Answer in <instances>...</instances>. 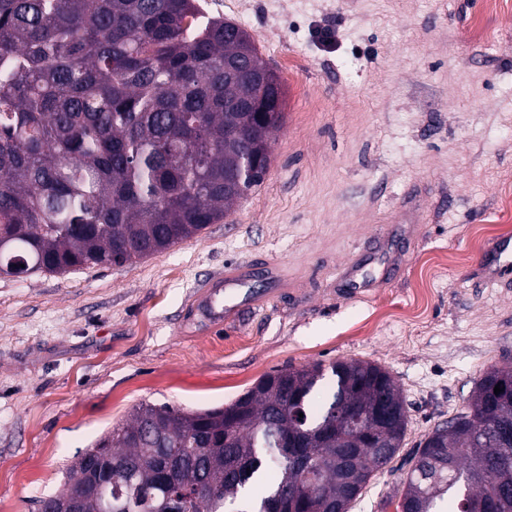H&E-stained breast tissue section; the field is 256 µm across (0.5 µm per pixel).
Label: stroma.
<instances>
[{
    "instance_id": "1",
    "label": "stroma",
    "mask_w": 512,
    "mask_h": 512,
    "mask_svg": "<svg viewBox=\"0 0 512 512\" xmlns=\"http://www.w3.org/2000/svg\"><path fill=\"white\" fill-rule=\"evenodd\" d=\"M247 30L285 92L262 184L229 216L123 266L0 275V512H36L74 456L143 402L194 411L265 374L369 361L401 387L400 452L350 512H396L414 448L512 364V287L484 281L512 237V6L488 0H201ZM230 262L291 293L180 332ZM370 287L340 292L348 269Z\"/></svg>"
}]
</instances>
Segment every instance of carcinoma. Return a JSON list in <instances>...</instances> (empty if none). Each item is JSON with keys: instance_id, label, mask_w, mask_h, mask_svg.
<instances>
[{"instance_id": "obj_1", "label": "carcinoma", "mask_w": 512, "mask_h": 512, "mask_svg": "<svg viewBox=\"0 0 512 512\" xmlns=\"http://www.w3.org/2000/svg\"><path fill=\"white\" fill-rule=\"evenodd\" d=\"M280 76L250 34L197 0H0V274L63 275L163 252L226 217L263 179L284 119ZM494 367L468 410L416 448L398 512H512V390ZM365 413L368 439L344 411ZM402 390L383 367L337 360L260 378L225 407L142 404L79 452L61 493L81 512H275L306 487L349 509L402 448ZM182 456L172 461V449ZM101 460L109 479L82 476Z\"/></svg>"}]
</instances>
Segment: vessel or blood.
Segmentation results:
<instances>
[{"mask_svg": "<svg viewBox=\"0 0 512 512\" xmlns=\"http://www.w3.org/2000/svg\"><path fill=\"white\" fill-rule=\"evenodd\" d=\"M255 274V269L244 265L226 266L217 284L195 294L183 317V329L197 333L220 328L237 307L258 310L266 307L274 295L287 293L288 284L279 268H269L264 272L274 285L270 293H256L248 288L247 282ZM485 279L493 284L512 280V243L500 241L493 245Z\"/></svg>", "mask_w": 512, "mask_h": 512, "instance_id": "b4317fda", "label": "vessel or blood"}]
</instances>
